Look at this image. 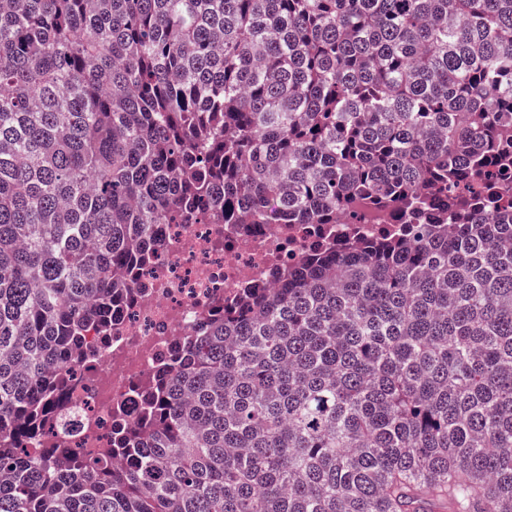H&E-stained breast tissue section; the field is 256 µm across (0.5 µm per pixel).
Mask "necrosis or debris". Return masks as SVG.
I'll return each mask as SVG.
<instances>
[{"label": "necrosis or debris", "mask_w": 512, "mask_h": 512, "mask_svg": "<svg viewBox=\"0 0 512 512\" xmlns=\"http://www.w3.org/2000/svg\"><path fill=\"white\" fill-rule=\"evenodd\" d=\"M391 230L388 224L160 225L155 257L136 273L137 299L109 340L86 336L39 447L86 458L110 453L113 427L139 417L137 390L215 310L235 303L244 289L274 284L276 273L303 255Z\"/></svg>", "instance_id": "1"}]
</instances>
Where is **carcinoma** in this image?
Instances as JSON below:
<instances>
[{
    "label": "carcinoma",
    "mask_w": 512,
    "mask_h": 512,
    "mask_svg": "<svg viewBox=\"0 0 512 512\" xmlns=\"http://www.w3.org/2000/svg\"><path fill=\"white\" fill-rule=\"evenodd\" d=\"M368 214L25 452L159 225ZM0 512H512V0H0Z\"/></svg>",
    "instance_id": "1"
}]
</instances>
